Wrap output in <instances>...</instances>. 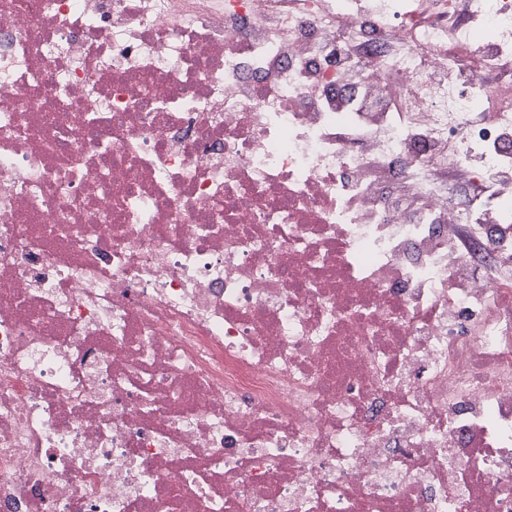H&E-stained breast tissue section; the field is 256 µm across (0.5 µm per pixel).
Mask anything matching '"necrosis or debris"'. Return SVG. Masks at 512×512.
<instances>
[{"instance_id":"necrosis-or-debris-1","label":"necrosis or debris","mask_w":512,"mask_h":512,"mask_svg":"<svg viewBox=\"0 0 512 512\" xmlns=\"http://www.w3.org/2000/svg\"><path fill=\"white\" fill-rule=\"evenodd\" d=\"M500 49L512 0H0V512H512Z\"/></svg>"}]
</instances>
